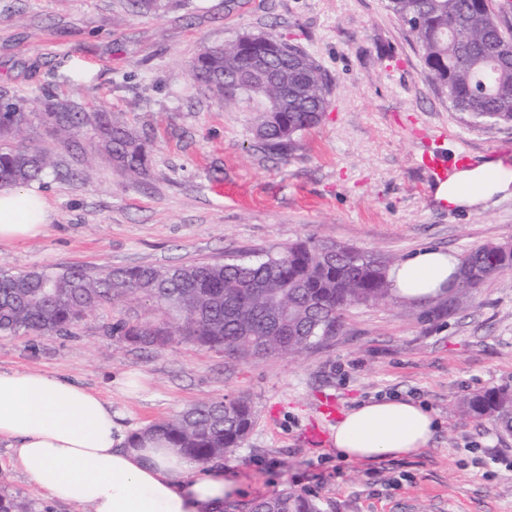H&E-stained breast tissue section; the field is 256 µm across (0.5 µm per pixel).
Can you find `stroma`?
Returning a JSON list of instances; mask_svg holds the SVG:
<instances>
[{"instance_id": "obj_1", "label": "stroma", "mask_w": 512, "mask_h": 512, "mask_svg": "<svg viewBox=\"0 0 512 512\" xmlns=\"http://www.w3.org/2000/svg\"><path fill=\"white\" fill-rule=\"evenodd\" d=\"M268 30L300 45L331 84L323 120L284 155L257 143L258 103L224 106L190 71L204 48ZM0 90L34 113L48 97L107 109L147 137L150 156L137 177L32 122L25 141H42L56 163L37 184L48 229L1 244L0 268L166 267L252 258L311 236L399 261L424 247L461 257L512 244V197L476 211L441 206L419 164L431 144L512 161V123L455 112L384 0H167L147 14L127 0H0ZM158 316L116 298L72 335L0 338V369L78 380L133 434L202 400L248 401L256 422L224 465L253 501L291 487L320 512H512V435L460 409L472 393L512 387V277L454 312L444 295L352 307L342 334L296 358L242 362L184 341L142 350L109 332ZM328 395L343 413L419 401L438 427L414 456L345 461L332 443L305 439L314 425L333 430L318 411ZM1 486L36 512H83L51 501L3 441Z\"/></svg>"}]
</instances>
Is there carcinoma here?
<instances>
[{"mask_svg":"<svg viewBox=\"0 0 512 512\" xmlns=\"http://www.w3.org/2000/svg\"><path fill=\"white\" fill-rule=\"evenodd\" d=\"M418 46L423 72L472 122H512V39L505 36L492 0H386ZM288 79V107L278 90L258 79L241 89L258 53ZM200 84L228 105L264 102L255 137L264 149L291 152L302 132L329 107L330 85L320 66L298 45L267 32L242 34L204 49L191 64ZM42 123L54 136H82L90 147L132 175L148 170L147 141L112 113L81 112L68 100L43 102ZM31 113L0 93V186L17 188L54 167L47 148L18 141ZM392 259L334 242L305 240L260 260L133 266L92 275L86 269L11 272L0 269V336H67L105 301L132 295L154 304L152 324L116 323L110 331L142 348L176 340L222 350L238 359L296 355L336 336L345 311L387 301ZM512 272V247L489 243L462 260L460 278L477 298L484 283ZM472 420H488L512 434V390L494 388L463 401ZM255 421L241 399L207 401L158 421L142 434L167 440L197 463L226 458L240 447ZM0 512H35L26 498L0 489ZM249 512H319L305 494L286 488L252 503Z\"/></svg>","mask_w":512,"mask_h":512,"instance_id":"1","label":"carcinoma"}]
</instances>
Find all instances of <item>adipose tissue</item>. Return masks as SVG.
I'll return each instance as SVG.
<instances>
[{"mask_svg": "<svg viewBox=\"0 0 512 512\" xmlns=\"http://www.w3.org/2000/svg\"><path fill=\"white\" fill-rule=\"evenodd\" d=\"M510 194L512 175L493 157L454 171L435 190L462 209ZM49 209L37 191L0 187V243L44 234ZM459 266L454 254L424 248L391 266L388 281L394 295L426 301L455 287ZM435 428L418 403L365 402L336 425L333 445L343 460L411 456ZM1 440L48 498L85 512H224L225 501L242 492L223 462L203 469L164 443H132L109 402L61 375L0 370Z\"/></svg>", "mask_w": 512, "mask_h": 512, "instance_id": "obj_1", "label": "adipose tissue"}]
</instances>
